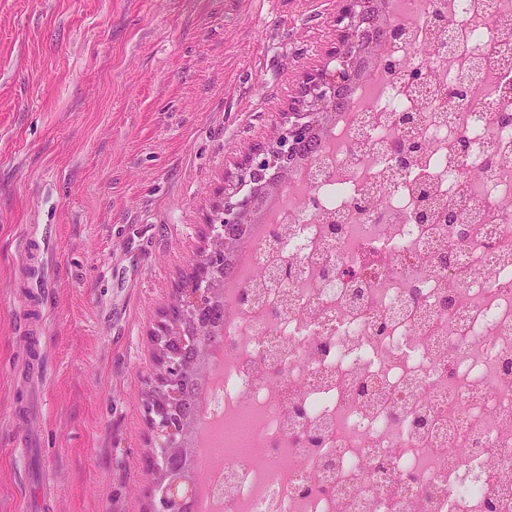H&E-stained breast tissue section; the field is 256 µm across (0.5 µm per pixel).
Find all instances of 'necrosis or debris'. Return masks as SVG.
I'll list each match as a JSON object with an SVG mask.
<instances>
[{
    "label": "necrosis or debris",
    "mask_w": 512,
    "mask_h": 512,
    "mask_svg": "<svg viewBox=\"0 0 512 512\" xmlns=\"http://www.w3.org/2000/svg\"><path fill=\"white\" fill-rule=\"evenodd\" d=\"M397 2L401 38L224 291L204 403L248 412L258 453L207 467L200 512H512V0ZM411 130L427 148L399 172L388 145ZM427 203L460 223L419 221ZM288 262L295 278L264 277Z\"/></svg>",
    "instance_id": "necrosis-or-debris-1"
}]
</instances>
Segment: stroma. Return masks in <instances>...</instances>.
<instances>
[{"label": "stroma", "instance_id": "1", "mask_svg": "<svg viewBox=\"0 0 512 512\" xmlns=\"http://www.w3.org/2000/svg\"><path fill=\"white\" fill-rule=\"evenodd\" d=\"M336 0H0V512H148L152 336ZM44 321L33 396L20 299ZM40 402L19 455V408Z\"/></svg>", "mask_w": 512, "mask_h": 512}]
</instances>
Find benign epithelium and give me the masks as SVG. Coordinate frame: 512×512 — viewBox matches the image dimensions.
Segmentation results:
<instances>
[{
    "label": "benign epithelium",
    "instance_id": "benign-epithelium-1",
    "mask_svg": "<svg viewBox=\"0 0 512 512\" xmlns=\"http://www.w3.org/2000/svg\"><path fill=\"white\" fill-rule=\"evenodd\" d=\"M379 2L336 0L330 20L336 37L321 64L298 83L273 135L252 145L236 173L224 177V205L214 211L219 223L208 225V244L201 259L190 277L172 289L171 308L154 335L157 358L146 401L151 448L165 460L163 465L146 469L150 512H191L197 475L173 463L182 449L188 420L181 376L193 369L186 361L188 349L206 350L200 316L215 294L217 261L235 241L229 230L255 223L265 194L286 184L297 142L309 136L327 108L334 107L341 89L354 84L381 59L385 42L394 32L369 30L370 14Z\"/></svg>",
    "mask_w": 512,
    "mask_h": 512
}]
</instances>
